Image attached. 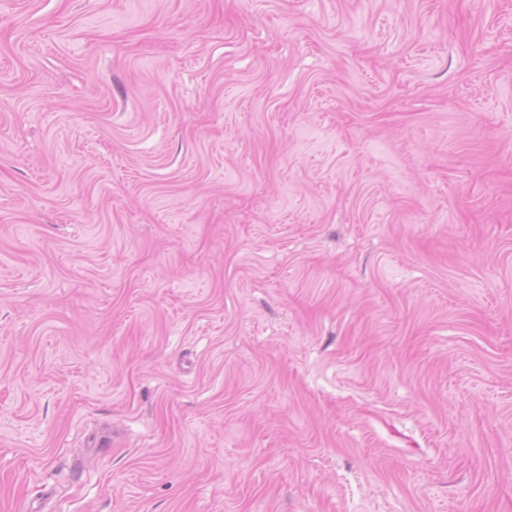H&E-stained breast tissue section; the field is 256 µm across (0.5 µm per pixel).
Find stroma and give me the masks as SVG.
Returning a JSON list of instances; mask_svg holds the SVG:
<instances>
[{
	"instance_id": "1",
	"label": "stroma",
	"mask_w": 512,
	"mask_h": 512,
	"mask_svg": "<svg viewBox=\"0 0 512 512\" xmlns=\"http://www.w3.org/2000/svg\"><path fill=\"white\" fill-rule=\"evenodd\" d=\"M38 505L512 512V0H0Z\"/></svg>"
}]
</instances>
